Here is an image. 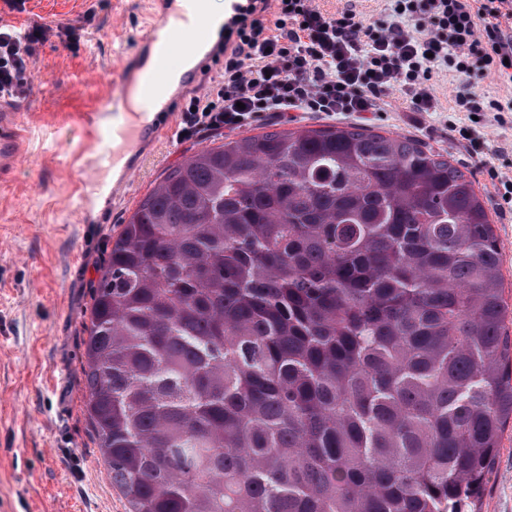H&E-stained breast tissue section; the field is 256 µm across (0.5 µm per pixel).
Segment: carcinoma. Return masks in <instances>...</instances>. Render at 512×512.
Instances as JSON below:
<instances>
[{
    "instance_id": "carcinoma-1",
    "label": "carcinoma",
    "mask_w": 512,
    "mask_h": 512,
    "mask_svg": "<svg viewBox=\"0 0 512 512\" xmlns=\"http://www.w3.org/2000/svg\"><path fill=\"white\" fill-rule=\"evenodd\" d=\"M473 180L362 126L224 138L93 288L86 412L129 512H479L512 309Z\"/></svg>"
}]
</instances>
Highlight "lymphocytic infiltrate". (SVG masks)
I'll list each match as a JSON object with an SVG mask.
<instances>
[{"mask_svg":"<svg viewBox=\"0 0 512 512\" xmlns=\"http://www.w3.org/2000/svg\"><path fill=\"white\" fill-rule=\"evenodd\" d=\"M224 52V72L193 95L176 136L248 126L266 113L380 112L390 98L413 112L439 108L433 79L481 69L512 82V0H391V22L365 25L353 10L315 0H259ZM48 29L0 25V97L24 91L34 45Z\"/></svg>","mask_w":512,"mask_h":512,"instance_id":"1","label":"lymphocytic infiltrate"}]
</instances>
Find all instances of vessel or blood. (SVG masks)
<instances>
[{
	"label": "vessel or blood",
	"mask_w": 512,
	"mask_h": 512,
	"mask_svg": "<svg viewBox=\"0 0 512 512\" xmlns=\"http://www.w3.org/2000/svg\"><path fill=\"white\" fill-rule=\"evenodd\" d=\"M151 2L153 22L125 57L111 101L81 116L88 183L76 208L87 224L94 223L100 198L117 203L125 197L141 158L167 132L183 99L211 71L224 47L204 0H186L187 13L179 18L171 0ZM18 123L17 108L0 98V166L18 152Z\"/></svg>",
	"instance_id": "vessel-or-blood-1"
}]
</instances>
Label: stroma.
<instances>
[{
  "instance_id": "1",
  "label": "stroma",
  "mask_w": 512,
  "mask_h": 512,
  "mask_svg": "<svg viewBox=\"0 0 512 512\" xmlns=\"http://www.w3.org/2000/svg\"><path fill=\"white\" fill-rule=\"evenodd\" d=\"M25 12L0 0V21L35 23L51 35L34 47L26 90L14 102L22 137L14 166L0 172V512H126L100 457L85 409L86 327L92 285L112 248V237L139 202L175 165L220 145L223 132L180 141L174 132L157 143L124 204L105 203L97 223H78L70 205L86 182L73 154L86 149L79 124L89 105L110 100L123 47H134L146 22V0H27ZM75 28L77 42L60 35ZM435 112L386 109L328 115L300 112L291 120L266 115L247 127L269 130L362 125L417 137L471 172L495 213L502 272L512 290V217L500 216L494 173L512 177V117L470 125L448 111L457 94L512 98L474 71L467 81L451 72L435 78ZM472 135L463 138L462 127ZM482 512H512V428L505 431Z\"/></svg>"
}]
</instances>
